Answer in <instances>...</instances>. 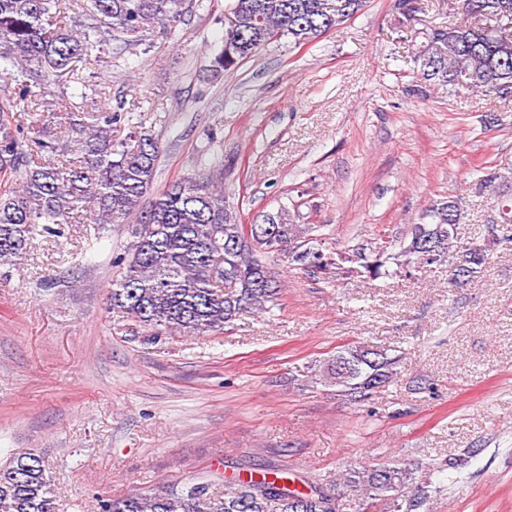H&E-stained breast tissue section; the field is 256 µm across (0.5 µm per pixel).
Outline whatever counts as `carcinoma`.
Segmentation results:
<instances>
[{"instance_id":"cac0c4a2","label":"carcinoma","mask_w":512,"mask_h":512,"mask_svg":"<svg viewBox=\"0 0 512 512\" xmlns=\"http://www.w3.org/2000/svg\"><path fill=\"white\" fill-rule=\"evenodd\" d=\"M468 18L425 33L417 51L418 78L450 91L489 98L512 94V0H458ZM367 0H232L235 23L224 32L209 67L234 72L271 42L302 47L345 23ZM199 7L196 0H0V81L12 98L0 102V268L17 267L33 241L60 238L84 213H93L85 238L96 242L110 224H124L129 242L112 262L110 309L138 322L148 339L179 331L223 332L247 311L280 306L282 284L266 258L284 261L322 279L356 273L363 282L410 280L421 270L448 273L456 288L475 284L493 251H512V171L479 169L475 193L492 197V234L462 241L460 196L434 200L399 244L379 251L370 242L344 249L343 259L324 246L313 224H296L282 209L252 225L245 237L239 211L224 200V161L211 171L154 191L160 146L121 111H99L85 93L43 102L34 91L52 77L86 85L92 53L115 42V53L145 44L158 27L169 32ZM61 120L66 140L51 132ZM124 130L119 139L116 133ZM401 356L354 342L313 367L310 379L336 388L356 403L398 382ZM422 464L391 461L347 465L340 497L362 492L389 512H431L439 488L423 478ZM288 471L231 476L220 489L202 477L183 486L122 498L97 497L98 512H336V497L311 486L288 485ZM0 512H60L50 467L36 452L0 462Z\"/></svg>"}]
</instances>
